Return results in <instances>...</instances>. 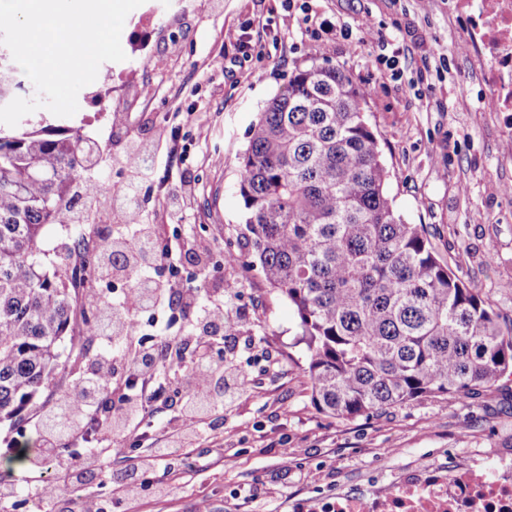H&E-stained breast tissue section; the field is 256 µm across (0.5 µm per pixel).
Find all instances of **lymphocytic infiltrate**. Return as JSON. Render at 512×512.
<instances>
[{"label": "lymphocytic infiltrate", "instance_id": "1", "mask_svg": "<svg viewBox=\"0 0 512 512\" xmlns=\"http://www.w3.org/2000/svg\"><path fill=\"white\" fill-rule=\"evenodd\" d=\"M128 251V269L120 273L119 281L133 282L134 288L112 301L115 309L124 313L122 324L104 323L97 326L100 340L120 337L127 348L112 357V375L104 377L95 371L73 381L72 390L84 394L85 400L77 417L66 421L50 433L41 434L42 460L49 479L37 485L34 494L38 500L52 499L60 486L57 473L67 466L58 454L62 440L94 430L102 434L112 431L113 423H120L122 433L132 435L139 431L142 422L154 412L159 367L173 363L171 344H157L142 333L140 314L162 307L178 308L195 314L198 322L207 324L208 332L198 337L194 359L189 367L179 369L177 383L184 392L199 394L200 408L187 411L189 423H197L201 413L224 404L223 397L213 396L211 382L224 366L214 359L210 344L214 341L233 342L236 334L249 324L246 314H239L235 322L225 323L222 312L204 304L196 291L179 287L177 282L161 283L153 279L150 271L154 264L166 259V252L158 247L157 234L149 224L135 225L131 233L123 235Z\"/></svg>", "mask_w": 512, "mask_h": 512}]
</instances>
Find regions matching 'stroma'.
<instances>
[{
  "label": "stroma",
  "mask_w": 512,
  "mask_h": 512,
  "mask_svg": "<svg viewBox=\"0 0 512 512\" xmlns=\"http://www.w3.org/2000/svg\"><path fill=\"white\" fill-rule=\"evenodd\" d=\"M367 16L376 28L371 39L360 27ZM463 30L448 0H145L125 20L127 58L113 63L104 104L88 85L75 115L41 108L21 119L24 128L72 127L94 139L99 163L82 177L112 189L128 179L130 145L144 147L150 171L138 210L171 251L155 278H176L202 302L223 306L225 316L241 309L250 318L248 339L224 362L250 372L253 387L208 414L203 435L178 443L167 460L141 467L159 425H180L181 395L155 427L123 441L108 462L111 479L98 476L83 441L60 448L101 512H196L203 498L211 512H286L291 500L389 487L421 463H476L496 476L493 453L512 448V375L468 402L424 398L345 421L314 408L299 319L247 261L238 192L251 130L295 68H343L369 94L366 115L392 173L396 211L427 225L439 256L481 288L502 327L512 326V194L503 191L512 184V114L487 110L489 91L481 66L462 48ZM147 82L153 92L145 97ZM215 155L223 165L212 164ZM197 242L207 245L206 255H196ZM228 252L241 262L225 265ZM83 341L76 332L62 342L63 373L16 428L0 426V484L14 487L0 512H30L42 471L35 462L11 468L5 460L17 441L36 442L42 412L90 372L89 360L70 355ZM314 471L322 480H311ZM130 473L138 488L126 494L119 484Z\"/></svg>",
  "instance_id": "stroma-1"
}]
</instances>
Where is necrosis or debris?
I'll return each mask as SVG.
<instances>
[{"label": "necrosis or debris", "mask_w": 512, "mask_h": 512, "mask_svg": "<svg viewBox=\"0 0 512 512\" xmlns=\"http://www.w3.org/2000/svg\"><path fill=\"white\" fill-rule=\"evenodd\" d=\"M466 48L482 62L492 109L512 112V0H454ZM498 475L473 467L419 465L395 484L363 496L290 502L289 512H512V452L496 455Z\"/></svg>", "instance_id": "1"}]
</instances>
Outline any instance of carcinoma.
Segmentation results:
<instances>
[{"instance_id": "obj_1", "label": "carcinoma", "mask_w": 512, "mask_h": 512, "mask_svg": "<svg viewBox=\"0 0 512 512\" xmlns=\"http://www.w3.org/2000/svg\"><path fill=\"white\" fill-rule=\"evenodd\" d=\"M15 74L0 44V106ZM367 98L337 66L297 67L260 113L239 180L255 263L299 318L311 402L341 420L471 398L512 370V327L394 209ZM97 151L71 129L0 131V423L22 421L62 371L80 300L60 267L44 269L41 231L65 214L82 224L107 194L78 180Z\"/></svg>"}]
</instances>
